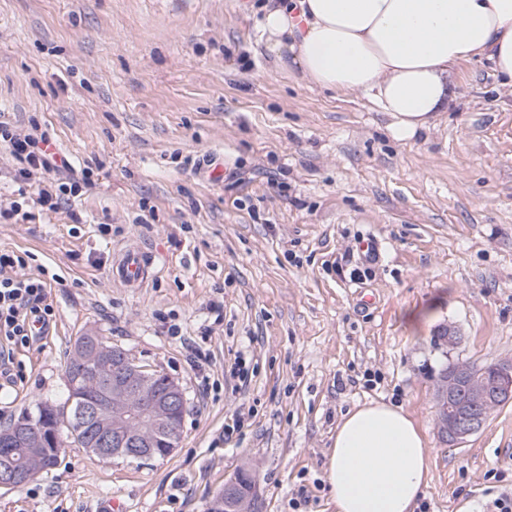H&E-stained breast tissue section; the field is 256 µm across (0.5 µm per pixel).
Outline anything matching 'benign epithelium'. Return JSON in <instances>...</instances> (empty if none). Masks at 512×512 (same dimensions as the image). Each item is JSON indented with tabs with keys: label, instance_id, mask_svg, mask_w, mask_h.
<instances>
[{
	"label": "benign epithelium",
	"instance_id": "7a95c632",
	"mask_svg": "<svg viewBox=\"0 0 512 512\" xmlns=\"http://www.w3.org/2000/svg\"><path fill=\"white\" fill-rule=\"evenodd\" d=\"M89 355L75 364L68 377L71 390L93 391L94 400L80 406L77 418L91 426L89 451L98 457L151 459L162 443L173 449L180 439L186 407L181 384L156 369L139 364L126 352L109 350L96 338L85 345ZM512 402V360L486 366L457 363L438 393V427L452 445L462 443L484 425L483 408L489 403ZM137 415L138 425H129L128 414ZM45 429L19 420L9 439L0 441V487L16 488L33 480L40 469L16 467V456L41 458L37 447ZM236 480L224 484V494L213 496L207 512H221L231 497V512H258L262 504L256 479L249 488L236 491Z\"/></svg>",
	"mask_w": 512,
	"mask_h": 512
}]
</instances>
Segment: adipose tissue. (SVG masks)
Segmentation results:
<instances>
[{"instance_id":"obj_1","label":"adipose tissue","mask_w":512,"mask_h":512,"mask_svg":"<svg viewBox=\"0 0 512 512\" xmlns=\"http://www.w3.org/2000/svg\"><path fill=\"white\" fill-rule=\"evenodd\" d=\"M258 30L311 86L367 97L398 139L447 111L459 63L487 58L512 87V0H269ZM326 481L335 512H413L427 441L403 407L363 404L336 427Z\"/></svg>"}]
</instances>
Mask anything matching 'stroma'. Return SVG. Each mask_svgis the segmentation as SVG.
<instances>
[{"mask_svg":"<svg viewBox=\"0 0 512 512\" xmlns=\"http://www.w3.org/2000/svg\"><path fill=\"white\" fill-rule=\"evenodd\" d=\"M262 2L0 0V120L48 133L90 171L52 209L36 202L43 175L19 187L0 146V249L48 283L56 313L53 336L14 352L0 426L61 400L84 332L187 399L170 455L66 448L51 472L0 488V512H97L108 497L125 512H205L244 466L263 512H334L336 426L388 400L427 438L429 512H481L496 482L512 485V402L459 446L436 423L443 369L512 359V89L488 61L461 63L448 111L396 139L366 97L274 62ZM211 154L223 182L197 172ZM366 237L378 260L361 257ZM133 242L157 267L136 291L109 276L113 251ZM450 326L452 349L439 339ZM240 354L244 387L226 371Z\"/></svg>","mask_w":512,"mask_h":512,"instance_id":"35a3bbf8","label":"stroma"}]
</instances>
